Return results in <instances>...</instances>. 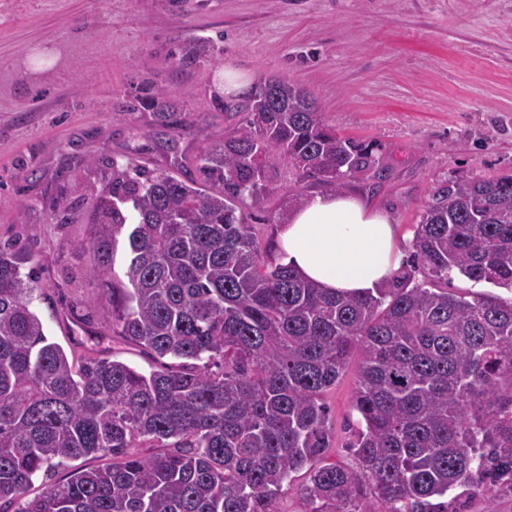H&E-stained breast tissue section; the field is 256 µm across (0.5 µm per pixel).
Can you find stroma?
Instances as JSON below:
<instances>
[{"instance_id":"1","label":"stroma","mask_w":512,"mask_h":512,"mask_svg":"<svg viewBox=\"0 0 512 512\" xmlns=\"http://www.w3.org/2000/svg\"><path fill=\"white\" fill-rule=\"evenodd\" d=\"M201 55L186 62L192 49ZM57 63L31 79L26 59ZM240 69L246 86L275 75L307 89L340 136L371 144L383 177L348 187L413 234L441 181L512 174V0H0V241L29 242L40 289L32 307L51 341L95 348L147 372L158 362L122 337L75 248L89 209L79 184L113 165L157 170L173 157L154 140L138 97L164 90L188 120L179 148L194 154L233 128L213 78ZM76 306L88 332L59 314ZM355 368L326 395L328 461L348 463L357 415Z\"/></svg>"}]
</instances>
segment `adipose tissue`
<instances>
[{"label": "adipose tissue", "instance_id": "obj_1", "mask_svg": "<svg viewBox=\"0 0 512 512\" xmlns=\"http://www.w3.org/2000/svg\"><path fill=\"white\" fill-rule=\"evenodd\" d=\"M278 260L328 292L363 294L402 265L407 246L396 224L359 196L326 192L293 209L278 230Z\"/></svg>", "mask_w": 512, "mask_h": 512}]
</instances>
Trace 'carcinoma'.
I'll use <instances>...</instances> for the list:
<instances>
[{
	"label": "carcinoma",
	"instance_id": "1",
	"mask_svg": "<svg viewBox=\"0 0 512 512\" xmlns=\"http://www.w3.org/2000/svg\"><path fill=\"white\" fill-rule=\"evenodd\" d=\"M134 137L177 148L164 91ZM224 140L168 170L85 189L88 275L112 274L130 224L126 281L97 297L112 333L173 363L147 374L96 352L75 359L32 309L38 280L0 244V512H280L293 475L304 512H460L453 491L512 492V297L448 290L454 278L512 291V175L437 185L412 253L374 293H328L265 260L243 214L280 191L276 160L342 192L380 177L369 146L336 133L313 96L270 77L222 102ZM301 191L274 211L284 224ZM356 364L352 463L325 461V394ZM148 446L159 452L142 456ZM101 464L26 494L78 458Z\"/></svg>",
	"mask_w": 512,
	"mask_h": 512
}]
</instances>
